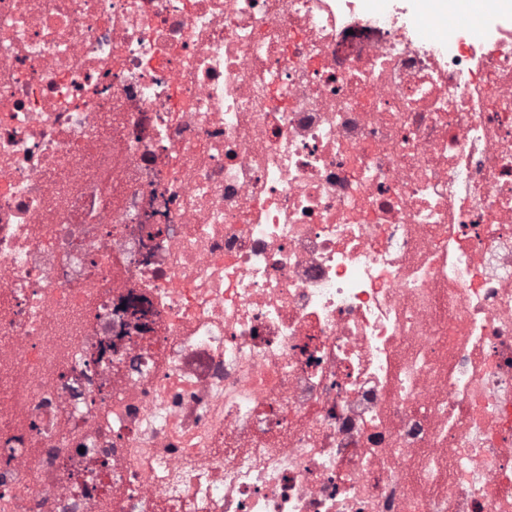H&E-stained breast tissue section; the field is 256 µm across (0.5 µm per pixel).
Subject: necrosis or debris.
<instances>
[{
  "mask_svg": "<svg viewBox=\"0 0 512 512\" xmlns=\"http://www.w3.org/2000/svg\"><path fill=\"white\" fill-rule=\"evenodd\" d=\"M0 0V512H512V0Z\"/></svg>",
  "mask_w": 512,
  "mask_h": 512,
  "instance_id": "1",
  "label": "necrosis or debris"
}]
</instances>
